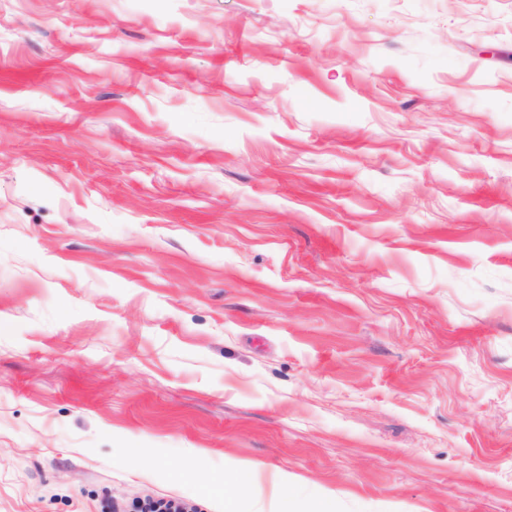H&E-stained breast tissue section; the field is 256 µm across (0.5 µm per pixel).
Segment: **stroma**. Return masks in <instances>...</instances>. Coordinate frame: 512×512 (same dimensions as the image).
<instances>
[{"instance_id": "35a3bbf8", "label": "stroma", "mask_w": 512, "mask_h": 512, "mask_svg": "<svg viewBox=\"0 0 512 512\" xmlns=\"http://www.w3.org/2000/svg\"><path fill=\"white\" fill-rule=\"evenodd\" d=\"M250 465L512 512V0H0V512Z\"/></svg>"}]
</instances>
